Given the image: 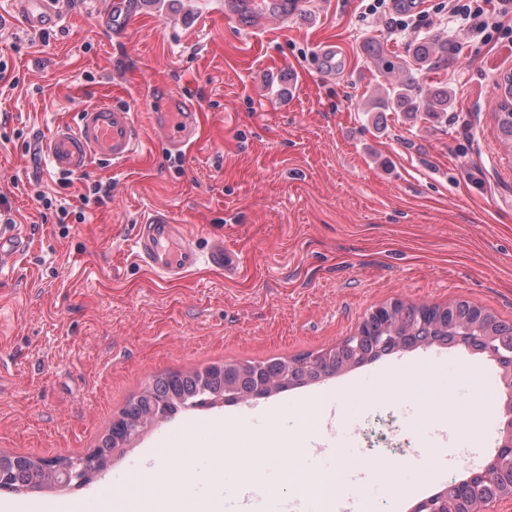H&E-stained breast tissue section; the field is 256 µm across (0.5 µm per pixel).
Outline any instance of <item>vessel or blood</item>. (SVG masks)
Segmentation results:
<instances>
[{
  "mask_svg": "<svg viewBox=\"0 0 512 512\" xmlns=\"http://www.w3.org/2000/svg\"><path fill=\"white\" fill-rule=\"evenodd\" d=\"M58 3L59 0H20L18 15L30 32L40 34L59 26L62 14ZM301 6L302 0H224V13L240 30L250 32L261 21L281 22L297 15ZM136 17L131 0H108L101 28L108 34H125ZM197 116L196 103L175 94L166 111L154 113L152 123L168 149L181 152L193 143ZM140 138L133 112L101 101L82 108L75 123L57 125L42 152L52 169L77 174L95 158L123 162L134 152ZM131 250L135 260L168 282L184 278L204 263L223 270L228 277L239 270V259L225 247L223 238L214 237L206 245H198L187 226L166 211L155 210L143 218Z\"/></svg>",
  "mask_w": 512,
  "mask_h": 512,
  "instance_id": "obj_1",
  "label": "vessel or blood"
}]
</instances>
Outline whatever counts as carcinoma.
I'll list each match as a JSON object with an SVG mask.
<instances>
[{
    "instance_id": "obj_1",
    "label": "carcinoma",
    "mask_w": 512,
    "mask_h": 512,
    "mask_svg": "<svg viewBox=\"0 0 512 512\" xmlns=\"http://www.w3.org/2000/svg\"><path fill=\"white\" fill-rule=\"evenodd\" d=\"M498 98L494 114L503 142L512 149V74L497 82ZM448 88L433 90L425 111L438 115L448 110ZM373 107L384 112L420 110L413 102L411 84L393 88ZM467 348L490 358L505 385L512 389V325L495 314L466 301L443 305H413L395 300L380 315L368 314L358 337L347 338L340 345L305 353L292 358L265 362H227L202 370L169 372L155 376L153 382L131 399L101 445L91 452L106 457L127 445L130 431L144 428L177 413L214 405L221 400L239 404L268 398L289 390L312 386L337 375L374 363L394 353L420 347ZM488 476L450 480L435 496L445 497L443 512H481L490 500L512 497V467L502 464L499 455L489 457ZM0 468L9 473L7 489L39 490L70 486L63 469L50 472L42 460L0 454Z\"/></svg>"
}]
</instances>
